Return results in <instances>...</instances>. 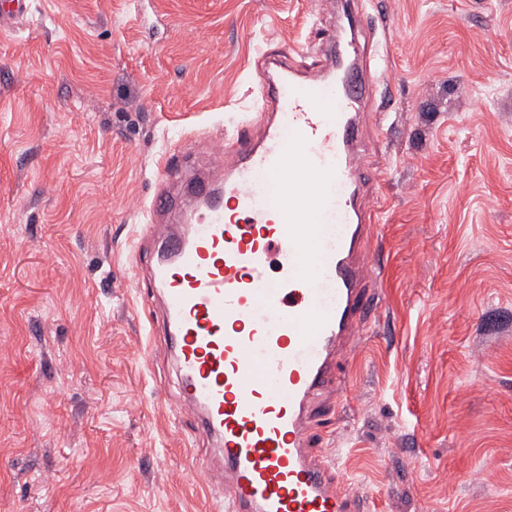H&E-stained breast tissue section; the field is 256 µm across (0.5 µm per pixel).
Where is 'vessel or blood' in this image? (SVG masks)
Returning a JSON list of instances; mask_svg holds the SVG:
<instances>
[{
    "mask_svg": "<svg viewBox=\"0 0 512 512\" xmlns=\"http://www.w3.org/2000/svg\"><path fill=\"white\" fill-rule=\"evenodd\" d=\"M31 0L0 6V31ZM319 61L262 56L256 111L216 146L208 168L186 151L163 165L134 254L151 288L149 342L175 360L165 407L218 446L217 512H370L341 490L313 442L320 399L341 356L380 311L385 265L363 107L387 57L371 53L365 10L323 0Z\"/></svg>",
    "mask_w": 512,
    "mask_h": 512,
    "instance_id": "b4317fda",
    "label": "vessel or blood"
}]
</instances>
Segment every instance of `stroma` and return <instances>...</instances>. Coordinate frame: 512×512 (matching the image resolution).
<instances>
[{"label":"stroma","instance_id":"1","mask_svg":"<svg viewBox=\"0 0 512 512\" xmlns=\"http://www.w3.org/2000/svg\"><path fill=\"white\" fill-rule=\"evenodd\" d=\"M318 0H33L0 32V512H210L134 311L141 209ZM380 320L314 432L375 512H512V0H374ZM499 205L487 211L485 200Z\"/></svg>","mask_w":512,"mask_h":512}]
</instances>
